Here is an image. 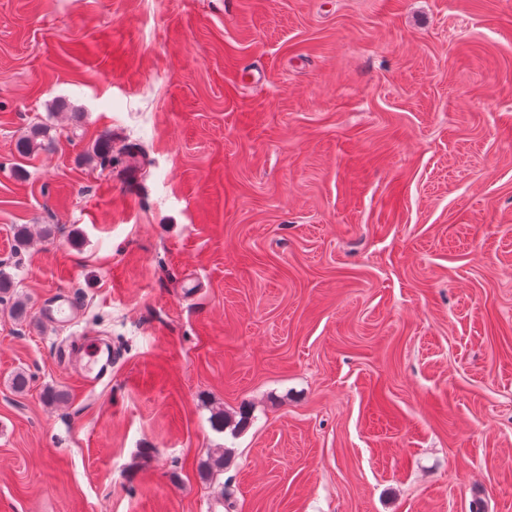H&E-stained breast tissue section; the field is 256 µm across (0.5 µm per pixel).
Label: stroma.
I'll return each mask as SVG.
<instances>
[{
  "mask_svg": "<svg viewBox=\"0 0 512 512\" xmlns=\"http://www.w3.org/2000/svg\"><path fill=\"white\" fill-rule=\"evenodd\" d=\"M0 270V512H512V0H0ZM78 313L77 302L69 291L61 290L55 294L54 299L43 310L45 320L60 324L69 323L76 319ZM84 343L86 347H90L88 351L94 354L92 356L95 358L93 365L83 363L82 358L78 356L74 357V361L79 365L85 382L89 385H96L104 378L111 365V354L108 352L105 361L100 364L98 370L95 372V366L98 365L103 358L101 344L92 339H85Z\"/></svg>",
  "mask_w": 512,
  "mask_h": 512,
  "instance_id": "35a3bbf8",
  "label": "stroma"
}]
</instances>
